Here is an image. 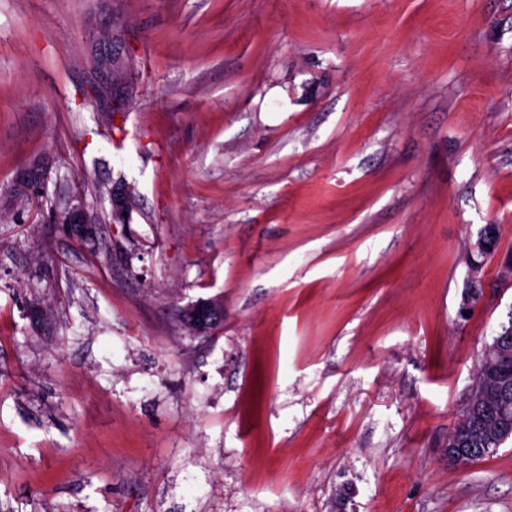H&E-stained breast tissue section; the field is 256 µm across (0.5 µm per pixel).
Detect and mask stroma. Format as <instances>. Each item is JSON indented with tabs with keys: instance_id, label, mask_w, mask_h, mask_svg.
I'll list each match as a JSON object with an SVG mask.
<instances>
[{
	"instance_id": "35a3bbf8",
	"label": "stroma",
	"mask_w": 512,
	"mask_h": 512,
	"mask_svg": "<svg viewBox=\"0 0 512 512\" xmlns=\"http://www.w3.org/2000/svg\"><path fill=\"white\" fill-rule=\"evenodd\" d=\"M507 260L512 0H0V512H512L446 457ZM99 54L102 60L106 62L112 61V57L118 59L112 61V67L108 64L102 66L101 70L106 75V81L111 82L112 80V85H106L102 90H94V98L112 96L120 103L129 94L128 81L132 74L134 62L130 58L119 59L124 55L117 49H114L112 52L105 50ZM113 69H116L114 77L112 76ZM92 216L87 211V208L84 204H78L67 212H64L59 215L58 220L61 224H68L69 229L71 224H82L83 228L86 230L84 236H75L79 239H86L93 235L95 232V225L91 220ZM189 311L193 312L198 335H208L221 324L224 318L221 308L208 303H197Z\"/></svg>"
}]
</instances>
